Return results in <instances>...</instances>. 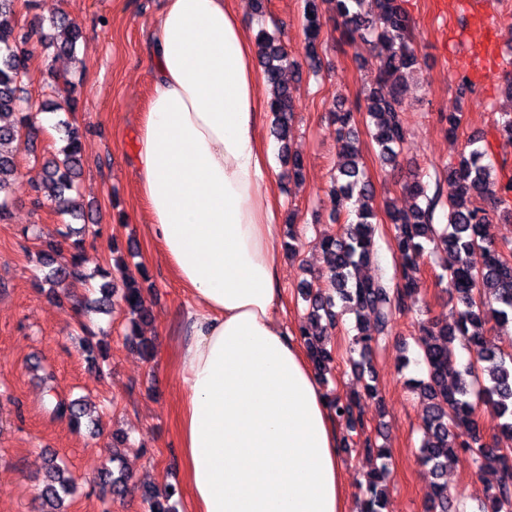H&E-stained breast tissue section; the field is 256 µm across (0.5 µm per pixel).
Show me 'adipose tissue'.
Returning <instances> with one entry per match:
<instances>
[{
	"label": "adipose tissue",
	"instance_id": "1",
	"mask_svg": "<svg viewBox=\"0 0 512 512\" xmlns=\"http://www.w3.org/2000/svg\"><path fill=\"white\" fill-rule=\"evenodd\" d=\"M254 44L230 0H167L136 130L146 232L187 292L180 459L193 512H350L336 418L281 305Z\"/></svg>",
	"mask_w": 512,
	"mask_h": 512
}]
</instances>
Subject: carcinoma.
<instances>
[{"label":"carcinoma","instance_id":"cac0c4a2","mask_svg":"<svg viewBox=\"0 0 512 512\" xmlns=\"http://www.w3.org/2000/svg\"><path fill=\"white\" fill-rule=\"evenodd\" d=\"M18 0H0V220L7 218L13 201L17 167L14 154L5 147L20 140L32 126L33 104L22 96L21 83L26 75L25 46L37 42L55 49V55L75 58L77 46L83 42L81 26L66 12L49 19V24L23 30L17 19ZM325 0H303L302 21L305 34V58L309 69L317 73L322 62L318 52L322 22L320 4ZM364 0H336L338 25L349 37L371 34L375 38L372 63L374 76L362 89L365 119L373 125L372 139L379 149L380 160L393 168L399 165L401 146L408 129L403 116V103L408 78L419 67L414 48L411 21L400 0H370L371 11H362ZM257 56L264 68L273 114V133L280 143L281 160L290 179H300L302 163L292 152L290 137L295 110V88L284 79L288 51L276 33L260 27L255 35ZM47 84L62 101L46 100L42 112L63 111L68 118L58 121L56 129L63 145L43 163L40 180L29 184L34 204L46 202L61 213L77 220L86 218L85 204L77 189L82 174L83 132L74 119L79 102L72 85L47 70ZM336 126L339 161L331 195L355 200L354 219L346 221L337 235H328L319 243L323 263L321 279L305 281L300 294L307 303V313L299 326V334L308 356L322 377L330 370L333 356L327 349L330 331L337 328L347 313L357 315L356 334L348 349L353 370L360 376L371 371L373 344L386 335L394 316L417 303L418 288L413 278L426 251V245L444 254L445 273L439 280H448L452 295L461 305L452 325L428 320L418 337L419 355L425 378L412 379L409 386L417 393L421 405L423 438L418 461L428 468L432 477L428 512H449L445 473L448 460L460 453L471 459L479 476L492 472L495 482L487 488V498L478 512H512V354L505 355L489 346L486 324H512V260L486 238L484 226L493 219H512V176H499L487 151L473 148L457 162L448 163L446 175L435 182V188L419 180L404 184L405 193L413 199L406 209L386 208L393 225V253L400 268L398 282L392 284L382 277H365L364 267L376 257L375 236L379 229L378 215L373 207L374 189L360 163L358 136L352 126L353 112L338 109L330 114ZM476 196L486 200L477 206ZM448 211L447 224H436L437 209ZM86 231L69 230L64 237L73 241L69 258L59 264L55 254L58 244L48 243L40 250V264L47 269L44 284L54 298L56 289L84 283L99 277L100 296L85 303L87 314L110 313L117 290L129 315V336L133 346L148 359L153 357V342L139 331V324L148 319L141 306L139 279L144 270L133 273L124 262H116L122 287H117L112 271L99 267L88 274L84 247ZM472 354L469 363L458 368L456 345ZM331 409L346 429L348 440L361 446L366 454H376L380 464L365 476L359 512H385L391 456L378 448L366 435V420L360 397L334 393L329 396ZM491 405L503 419L499 431L489 437L480 429L477 411L480 405ZM52 413L68 419L79 429L89 417L87 407L78 399L55 401ZM116 467L103 471L104 486L114 496H125L130 490L131 474L121 457L112 453ZM73 479L67 467L58 462L55 453H48L42 488L38 494L40 512H65V500L73 492ZM177 489L143 491L148 512H173L166 506Z\"/></svg>","mask_w":512,"mask_h":512}]
</instances>
